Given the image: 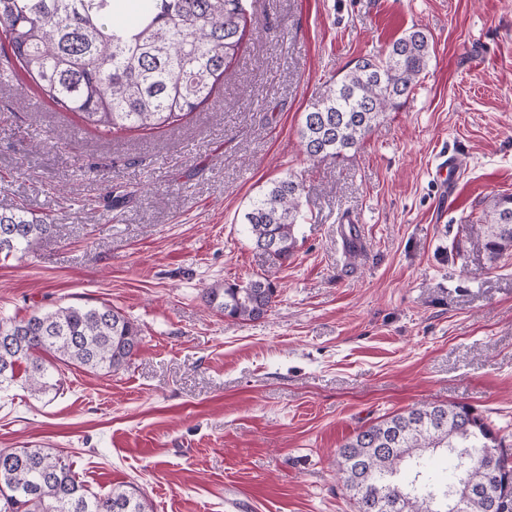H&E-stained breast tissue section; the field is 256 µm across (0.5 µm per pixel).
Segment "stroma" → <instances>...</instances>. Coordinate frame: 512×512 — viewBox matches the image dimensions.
Returning <instances> with one entry per match:
<instances>
[{"label":"stroma","instance_id":"1","mask_svg":"<svg viewBox=\"0 0 512 512\" xmlns=\"http://www.w3.org/2000/svg\"><path fill=\"white\" fill-rule=\"evenodd\" d=\"M244 49L175 129L103 139L0 81V210L56 226L0 261V318L109 305L140 329L118 371L0 394V449L72 455L90 492L140 488L154 512H354L336 450L422 402L467 404L512 448V249L466 221L512 194V0H249ZM412 28L432 40L414 94L349 159L312 162L301 116L331 76ZM461 164L445 198L439 163ZM304 181L293 257L273 268L239 219ZM355 226L351 255L342 227ZM272 276L258 320L207 288Z\"/></svg>","mask_w":512,"mask_h":512}]
</instances>
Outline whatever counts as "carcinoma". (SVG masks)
Here are the masks:
<instances>
[{"label": "carcinoma", "mask_w": 512, "mask_h": 512, "mask_svg": "<svg viewBox=\"0 0 512 512\" xmlns=\"http://www.w3.org/2000/svg\"><path fill=\"white\" fill-rule=\"evenodd\" d=\"M123 0H0V54L63 112L103 134L172 128L206 104L241 52L247 0H144L130 23ZM430 61L426 33L409 30L386 50L332 77L303 112L299 136L313 161L346 160L385 114L413 93ZM303 183L288 175L247 204L253 244L274 245L273 264L293 255ZM473 243L499 255L512 248V195L492 198ZM55 242V225L22 208L0 211V258ZM268 278L206 291L215 313L254 320L271 308ZM133 322L106 305H60L19 321L0 319V392L22 379L33 394L57 389L60 366L115 372L140 350ZM454 455L442 482L427 454ZM356 512H512V465L491 425L467 405L423 404L363 428L337 450ZM0 512H153L131 485L99 496L77 480L74 461L41 445L0 449Z\"/></svg>", "instance_id": "1"}]
</instances>
